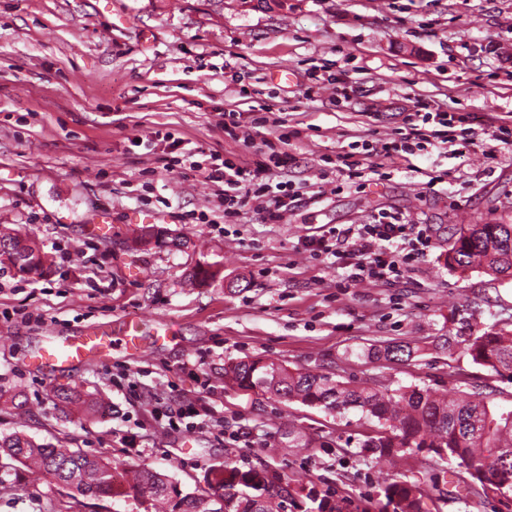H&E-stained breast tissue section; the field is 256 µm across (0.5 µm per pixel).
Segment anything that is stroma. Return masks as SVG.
I'll return each mask as SVG.
<instances>
[{"label": "stroma", "mask_w": 512, "mask_h": 512, "mask_svg": "<svg viewBox=\"0 0 512 512\" xmlns=\"http://www.w3.org/2000/svg\"><path fill=\"white\" fill-rule=\"evenodd\" d=\"M495 42L496 53L482 44ZM512 0H0V232L34 238L51 260L39 278L0 265V436L16 431L110 462L118 484L131 467L167 473L186 490L230 461L266 465L292 483L377 512L389 475L420 464L360 456L359 412L322 409L242 392L224 364L260 356L291 369L357 382L452 392L483 386L512 407V382L491 376L465 341L512 321V277L449 268L459 224H512V151L438 150L353 180L333 162L356 140L396 137L416 100L455 112L512 120ZM348 98H338L336 75ZM251 118L269 109L299 130L277 181L301 186L298 206L276 224L250 211L224 221L203 169L166 171L157 132L252 159L224 131L225 109ZM439 184H431L434 176ZM398 212L432 230L434 248L396 284L350 285L332 258L302 238L323 227L369 224ZM185 237L187 249L131 244L144 227ZM218 263L221 280L185 283L196 261ZM130 318L145 351L113 350L66 373L30 356L48 333L80 334ZM452 336L445 350L435 337ZM422 346L408 362L372 361L363 346ZM202 360L199 379L183 363ZM100 391L110 408L78 427L64 421L57 389ZM205 406L192 433L160 426L158 401ZM309 437L289 446L287 433ZM245 432L247 442L232 441ZM0 512H165L128 494L96 500L22 470L0 485Z\"/></svg>", "instance_id": "1"}]
</instances>
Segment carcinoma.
I'll return each instance as SVG.
<instances>
[{
	"mask_svg": "<svg viewBox=\"0 0 512 512\" xmlns=\"http://www.w3.org/2000/svg\"><path fill=\"white\" fill-rule=\"evenodd\" d=\"M0 256L20 274L40 271L38 249L17 236L0 235ZM447 265L462 271L480 269L494 277H512V224H465L448 247ZM220 271L209 262H198L186 273L194 284L214 281ZM419 346L386 344L372 346L362 355L374 360L407 361ZM472 361L512 381V323L495 324L471 339L466 348ZM224 381L253 393H277L283 399L318 407L339 417L351 410L361 418L377 420L380 428L360 443L363 458L380 463L396 456L420 454L432 469V493L418 479L399 474L381 489L385 499L379 512H432L436 501L448 495L440 474L443 464L455 460L457 485L483 500L506 492V508L512 506V409L493 406L481 388L447 395L429 387H382L376 381L358 384L341 381L332 373L291 371L274 366L261 357H247L224 364ZM56 398L86 416L103 414L107 404L94 392L62 387ZM0 458L7 460L3 474L20 467L38 465L58 485L81 496L117 497L124 494L115 484L112 465L81 450H63L49 443L14 432L0 436ZM207 499L184 493L172 499L171 476L143 466L136 473L133 490L151 500L169 501L171 512H292L305 499L312 507L305 512H342V507L313 487L297 486L288 497H277L274 489L287 478L267 467L242 469L229 463L204 476Z\"/></svg>",
	"mask_w": 512,
	"mask_h": 512,
	"instance_id": "cac0c4a2",
	"label": "carcinoma"
}]
</instances>
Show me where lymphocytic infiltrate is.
<instances>
[{"label":"lymphocytic infiltrate","instance_id":"obj_1","mask_svg":"<svg viewBox=\"0 0 512 512\" xmlns=\"http://www.w3.org/2000/svg\"><path fill=\"white\" fill-rule=\"evenodd\" d=\"M467 123L480 127L491 141L512 148V125L489 113L453 115L431 104L419 101L407 116L405 133L392 140L351 142L350 153L341 155L340 162L348 177L377 173L380 164L409 158L429 149L456 148L466 153L478 147L475 138H461L456 125ZM359 158H352V151ZM287 153L270 154L268 162H245L230 158L211 163L206 179L216 186L224 200V221H237L245 207L263 213L265 220L276 223L290 212L299 200L292 182H272V168L287 166ZM303 247L312 255L335 257L349 284L370 283L389 285L400 279L404 270L427 256L434 242L430 229L415 224L399 213H384L370 224H348L330 227L323 234L306 237Z\"/></svg>","mask_w":512,"mask_h":512}]
</instances>
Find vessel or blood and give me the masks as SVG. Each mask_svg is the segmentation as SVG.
<instances>
[{
    "mask_svg": "<svg viewBox=\"0 0 512 512\" xmlns=\"http://www.w3.org/2000/svg\"><path fill=\"white\" fill-rule=\"evenodd\" d=\"M115 346L142 349L139 322L123 320L113 327L93 328L80 336L50 337L39 349L33 363L41 368L68 370Z\"/></svg>",
    "mask_w": 512,
    "mask_h": 512,
    "instance_id": "b4317fda",
    "label": "vessel or blood"
}]
</instances>
